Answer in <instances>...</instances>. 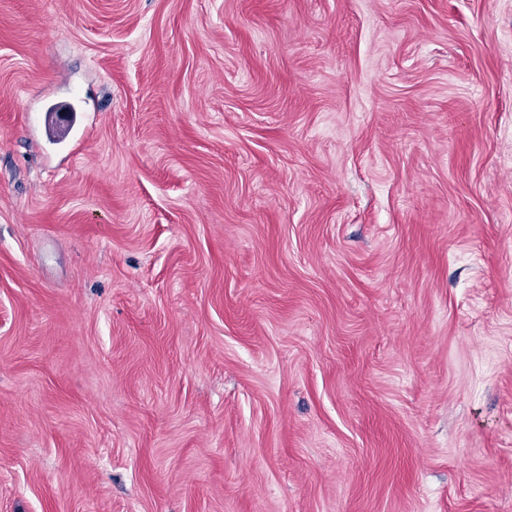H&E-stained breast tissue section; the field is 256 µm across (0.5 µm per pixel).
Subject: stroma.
<instances>
[{"label":"stroma","mask_w":512,"mask_h":512,"mask_svg":"<svg viewBox=\"0 0 512 512\" xmlns=\"http://www.w3.org/2000/svg\"><path fill=\"white\" fill-rule=\"evenodd\" d=\"M0 512H512V0H0Z\"/></svg>","instance_id":"35a3bbf8"}]
</instances>
